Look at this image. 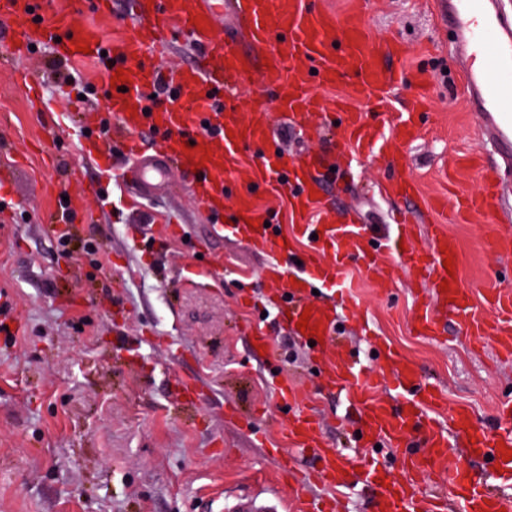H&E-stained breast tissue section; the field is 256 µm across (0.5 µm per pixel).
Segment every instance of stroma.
<instances>
[{"mask_svg": "<svg viewBox=\"0 0 512 512\" xmlns=\"http://www.w3.org/2000/svg\"><path fill=\"white\" fill-rule=\"evenodd\" d=\"M323 2L340 18L360 12L378 49L402 45L389 109L417 110L420 126L417 140L398 147L402 168L360 160L354 185L326 186V204L342 214L358 212L372 239L387 234L394 211L415 214L421 247L433 225H447L459 245L462 281L474 291V310L484 314V290L512 283V261L482 248L488 216L455 218L456 197L476 194L480 174L442 178L458 154L482 147L461 61L449 51L452 31L440 26L436 0ZM54 5L71 11L76 25L98 29L107 43L134 28L124 0H116L108 16L77 11L74 0ZM52 51L49 44L22 58L0 51V169L7 178L0 190V322L10 328L0 332V512H202L253 492L292 499L291 482L270 454L285 447L289 418L274 395L275 373L296 382L345 459L357 449L354 436L336 426L346 413L343 399L326 388L323 364L308 351L294 362L277 345L269 362L252 352L250 331L276 341L283 334L270 315L274 286L263 277L266 259L248 248L244 233L211 238L215 218L196 206L182 177L132 209L116 182L103 194L85 193L79 204L63 201L59 180L66 172L79 171L88 184L99 181L93 143L111 147L112 166L125 160L111 138L98 136L101 119L110 115L104 69L94 59L78 60L98 97L94 105L80 101L75 92H62L45 66ZM31 79L51 111L29 105ZM265 96L271 145L288 154L349 153L326 126L308 140L294 127L281 138L276 94ZM403 174L416 180L420 198L374 193L373 183ZM65 214L72 224L67 252L54 224ZM156 232L157 246L150 242ZM91 236L108 255L106 272L74 260ZM217 267L224 270L220 284L207 276ZM346 288L360 313L345 318L336 334L351 354L373 362L363 335L371 328L417 364L423 381L445 390L439 423H447L449 408L463 405L476 426L496 428L497 404L512 398V357L494 342L474 343L451 317L443 340L416 336L412 320L425 282L406 271L381 294L350 259L335 288L315 300L332 305ZM185 376L200 388L193 408L172 394Z\"/></svg>", "mask_w": 512, "mask_h": 512, "instance_id": "obj_1", "label": "stroma"}]
</instances>
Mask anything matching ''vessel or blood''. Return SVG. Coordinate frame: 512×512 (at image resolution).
<instances>
[{
    "label": "vessel or blood",
    "mask_w": 512,
    "mask_h": 512,
    "mask_svg": "<svg viewBox=\"0 0 512 512\" xmlns=\"http://www.w3.org/2000/svg\"><path fill=\"white\" fill-rule=\"evenodd\" d=\"M49 0H0V46L17 57L31 46L49 43L64 57L77 58V45L91 47L93 54H107L112 68L125 72L127 86L112 90L114 129L128 165L119 183L134 185L138 193L158 192L171 169L195 162L191 174L197 204L207 212L220 211L228 183L241 185L236 197L237 215L230 224L217 225V234L236 231L241 218L255 226L247 239L256 251L273 254L275 261L265 268L266 277L276 283L285 299L276 318L294 337L310 346L313 356H327L326 383L337 389L351 410L360 434L359 445L390 448L397 469L379 460L357 458L337 464L336 450L325 440L318 423L297 407L295 388L288 381L277 385L278 398L295 410L285 427L288 445L272 449L287 471L296 473L299 489L311 483L332 488L330 496L314 500L311 512H346L343 490L365 482L375 496L374 512H444L437 500H428L418 476L443 475L461 512H504L507 503L470 470L471 460L493 468L502 483L512 485V431L496 433L474 425L469 409L450 410L447 425H439L435 410L446 407L445 396L423 384L417 365L403 359L388 344H378L377 364L357 366L342 354L329 351L336 332V311L311 304L307 295L313 284L335 283L337 267L344 259L358 258L365 272L379 265L404 267L429 277V297L420 305L412 325L416 335L440 340L439 310L445 309L462 323L474 339H489L512 355V286L487 289L484 301L489 316L473 311V294L460 277L449 276L444 261L458 258L456 239L446 227L434 225L425 248L415 245L414 225L400 224L395 245L368 244L355 224H341L335 214L322 210L320 221L306 223L305 217L320 202L322 180L313 176L317 157L302 154L287 157L278 149L267 152L261 166L246 167L238 159L239 147L269 142V123L260 96H251L249 118H242L236 106L220 102L224 85L243 82L251 71L250 52L263 54L262 83L279 95L282 115L306 126L313 113L337 115L339 135L357 153L382 151L388 140H416L419 129L414 115L402 113L397 120L375 125L366 113L329 102L311 91L313 83L335 85L345 77L351 81L355 101L386 102L395 83L392 69L381 65L380 56L400 60L395 47L376 49L369 41L364 20L355 13L337 18L328 10L311 6L310 0H128L127 7L137 22L133 38L112 45L104 43L97 31L79 28L67 14L60 13L53 24H41L39 13ZM246 23L248 50L224 42L214 34L223 12ZM441 20L456 33V53L464 65L466 102L479 119L483 136L503 165H512V18L504 16L496 0H441ZM186 34L199 49L197 63L168 76L159 66L141 62L143 48L152 47L173 32ZM172 82L175 97L164 108L147 111L145 94L164 82ZM208 132H201V125ZM195 131L193 144L183 145L185 131ZM485 191L461 200V211L507 212L512 186L488 171L483 175ZM264 188L271 200L288 197L300 236L313 240L301 259L270 221L272 210L254 207L251 188ZM484 248L512 256V233L502 226H490L481 241ZM310 312L316 335L298 329L303 312ZM394 382L396 394H380L387 382ZM447 408V407H446ZM464 441L463 454L450 447V434ZM315 460L314 468L299 465V458ZM233 512H279L275 502L256 494L241 495Z\"/></svg>",
    "instance_id": "b4317fda"
}]
</instances>
